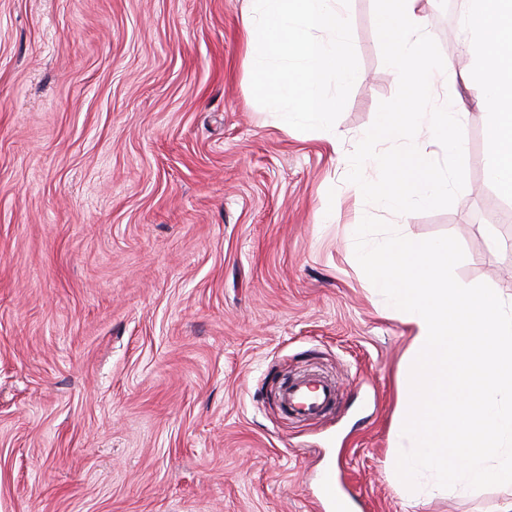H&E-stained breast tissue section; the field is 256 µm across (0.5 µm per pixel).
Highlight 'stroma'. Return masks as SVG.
<instances>
[{
    "label": "stroma",
    "mask_w": 512,
    "mask_h": 512,
    "mask_svg": "<svg viewBox=\"0 0 512 512\" xmlns=\"http://www.w3.org/2000/svg\"><path fill=\"white\" fill-rule=\"evenodd\" d=\"M247 0H0V512H407L393 459L409 324L358 265L364 215L463 247L457 281L512 301V226L482 209L480 86L459 12L428 33L461 98L465 187L397 215L346 182L398 80L374 0H350L359 71L336 121L282 130L251 90ZM336 213L322 216V198ZM335 380L297 420L288 380ZM420 512H498L512 485Z\"/></svg>",
    "instance_id": "1"
}]
</instances>
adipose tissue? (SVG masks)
<instances>
[{
	"label": "adipose tissue",
	"mask_w": 512,
	"mask_h": 512,
	"mask_svg": "<svg viewBox=\"0 0 512 512\" xmlns=\"http://www.w3.org/2000/svg\"><path fill=\"white\" fill-rule=\"evenodd\" d=\"M469 75L485 96L487 171L512 195V0H463Z\"/></svg>",
	"instance_id": "adipose-tissue-1"
}]
</instances>
